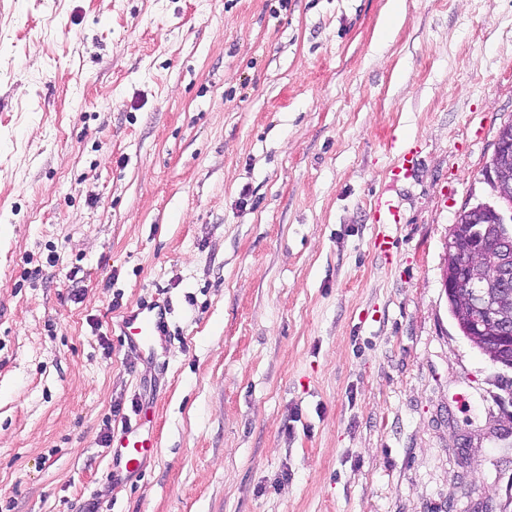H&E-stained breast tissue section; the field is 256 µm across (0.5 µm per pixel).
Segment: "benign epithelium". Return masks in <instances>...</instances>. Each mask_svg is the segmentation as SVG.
I'll return each mask as SVG.
<instances>
[{
    "label": "benign epithelium",
    "mask_w": 512,
    "mask_h": 512,
    "mask_svg": "<svg viewBox=\"0 0 512 512\" xmlns=\"http://www.w3.org/2000/svg\"><path fill=\"white\" fill-rule=\"evenodd\" d=\"M500 201L512 206V146L503 144L489 168ZM470 221L485 234L460 238L451 230L443 288L457 301L456 320L468 339L493 360L512 355V244L493 231L495 215L481 210Z\"/></svg>",
    "instance_id": "7a95c632"
}]
</instances>
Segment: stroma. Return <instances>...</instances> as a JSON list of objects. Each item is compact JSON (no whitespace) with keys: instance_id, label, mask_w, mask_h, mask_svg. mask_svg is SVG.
Listing matches in <instances>:
<instances>
[{"instance_id":"1","label":"stroma","mask_w":512,"mask_h":512,"mask_svg":"<svg viewBox=\"0 0 512 512\" xmlns=\"http://www.w3.org/2000/svg\"><path fill=\"white\" fill-rule=\"evenodd\" d=\"M401 2L0 0V512H512V369L442 286L512 0ZM164 321L161 313L153 308L143 306L132 310L124 318L125 336L128 342L141 353L151 352L155 336L160 332ZM140 427L131 424L122 428L121 433L112 439V447L117 448V456L124 460L126 468L138 464L149 447Z\"/></svg>"}]
</instances>
